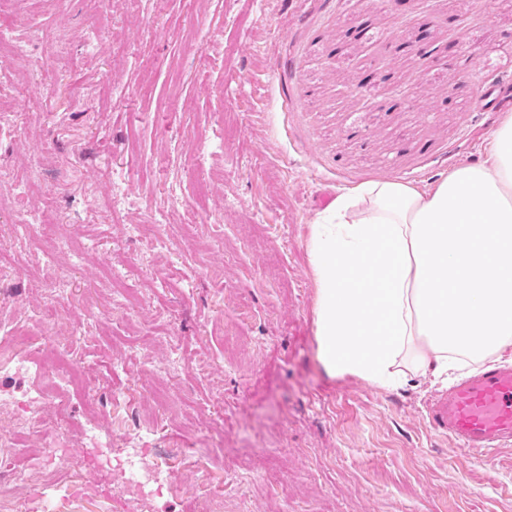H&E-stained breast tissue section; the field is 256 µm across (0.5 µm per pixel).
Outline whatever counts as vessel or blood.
<instances>
[{
    "label": "vessel or blood",
    "instance_id": "b4317fda",
    "mask_svg": "<svg viewBox=\"0 0 512 512\" xmlns=\"http://www.w3.org/2000/svg\"><path fill=\"white\" fill-rule=\"evenodd\" d=\"M433 431L479 453L512 443V367L491 366L452 386L429 408Z\"/></svg>",
    "mask_w": 512,
    "mask_h": 512
}]
</instances>
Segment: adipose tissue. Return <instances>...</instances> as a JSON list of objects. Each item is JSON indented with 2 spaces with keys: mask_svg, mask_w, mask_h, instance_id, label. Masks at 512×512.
Listing matches in <instances>:
<instances>
[{
  "mask_svg": "<svg viewBox=\"0 0 512 512\" xmlns=\"http://www.w3.org/2000/svg\"><path fill=\"white\" fill-rule=\"evenodd\" d=\"M318 359L396 389L465 362L512 361V114L488 162L429 192L373 181L313 228Z\"/></svg>",
  "mask_w": 512,
  "mask_h": 512,
  "instance_id": "adipose-tissue-1",
  "label": "adipose tissue"
}]
</instances>
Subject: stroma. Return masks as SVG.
<instances>
[{"label":"stroma","instance_id":"35a3bbf8","mask_svg":"<svg viewBox=\"0 0 512 512\" xmlns=\"http://www.w3.org/2000/svg\"><path fill=\"white\" fill-rule=\"evenodd\" d=\"M0 22L45 32L0 60V321L44 305L52 259L68 301L46 331L79 340L65 411L45 406L44 488L0 496L126 512L90 423L169 449L171 485L144 512H200L199 481L215 512H512V446L488 460L428 425L448 381L326 374L308 255L321 195L427 191L489 157L512 113V0H0ZM481 88L493 109H475ZM24 209L49 227L16 244ZM111 268L138 309L115 307Z\"/></svg>","mask_w":512,"mask_h":512}]
</instances>
